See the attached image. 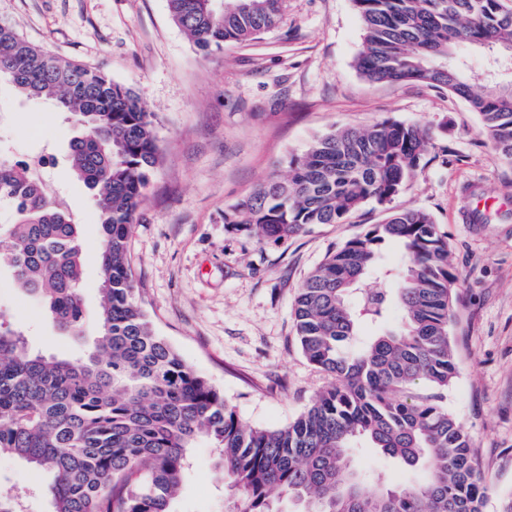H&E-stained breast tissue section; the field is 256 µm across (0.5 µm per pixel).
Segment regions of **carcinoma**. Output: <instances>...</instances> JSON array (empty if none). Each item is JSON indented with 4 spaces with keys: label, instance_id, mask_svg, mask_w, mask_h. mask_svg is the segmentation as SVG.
<instances>
[{
    "label": "carcinoma",
    "instance_id": "obj_1",
    "mask_svg": "<svg viewBox=\"0 0 512 512\" xmlns=\"http://www.w3.org/2000/svg\"><path fill=\"white\" fill-rule=\"evenodd\" d=\"M364 26L357 68L371 82L446 88L480 117L512 164V84L470 82L461 45L512 50V0H354ZM204 55L276 25L286 0H168ZM74 118L72 176L95 201L101 270L97 335L77 357L36 352L0 315V455L44 477L49 512H173L205 443L239 512H484L471 439L445 403L459 375L451 311L459 275L430 214L392 210L327 254L293 313L306 358L334 383L287 426L244 424L224 394L153 330L136 299L129 240L160 162L156 124L134 91L103 70L52 54L0 23V79ZM93 116L88 126L84 115ZM429 132L387 119L316 138L224 210V223L281 241L392 202L426 164ZM38 164L0 156V267L63 333L82 336L80 223L53 200ZM395 242L400 262L385 260ZM375 285L365 287L367 278ZM398 316H393V312ZM361 448L410 468L413 482L372 483Z\"/></svg>",
    "mask_w": 512,
    "mask_h": 512
}]
</instances>
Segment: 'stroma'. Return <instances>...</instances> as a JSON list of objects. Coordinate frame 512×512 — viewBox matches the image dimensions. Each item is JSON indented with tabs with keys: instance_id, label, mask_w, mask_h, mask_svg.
<instances>
[{
	"instance_id": "1",
	"label": "stroma",
	"mask_w": 512,
	"mask_h": 512,
	"mask_svg": "<svg viewBox=\"0 0 512 512\" xmlns=\"http://www.w3.org/2000/svg\"><path fill=\"white\" fill-rule=\"evenodd\" d=\"M0 22L106 71L155 114L161 161L130 241L137 297L157 333L257 428L287 425L331 384L302 353L292 301L329 250L388 212L369 204L344 223L274 242L225 224V208L285 174L288 157L316 137L388 118L428 128V163L392 206L428 212L448 236L459 275L452 336L460 374L446 403L473 437L487 485L484 512H504L512 501V215L475 226L466 214L474 186L512 203V164L462 99L425 84L365 80L353 0H288L277 27L207 56L174 23L167 0H0ZM72 135L54 101L24 98L0 82V153L49 158L46 183L81 222L83 300L93 313L98 214L65 161ZM0 311L32 349L59 357L77 356L96 334L91 324L81 339L60 334L5 270ZM214 458L208 446L193 449L176 512H224ZM41 482L0 455V493L14 496L20 512H47Z\"/></svg>"
}]
</instances>
